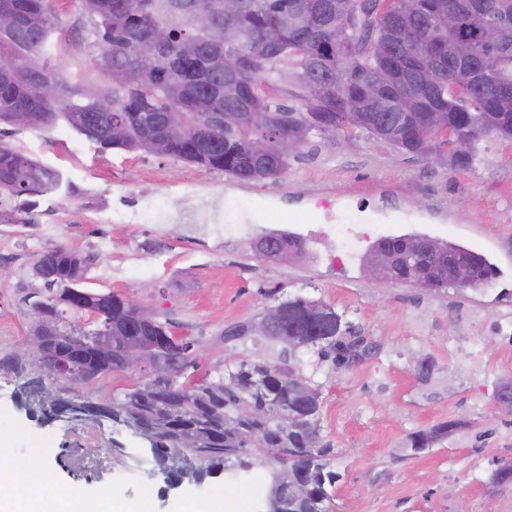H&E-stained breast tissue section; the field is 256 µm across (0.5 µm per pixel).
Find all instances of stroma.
Masks as SVG:
<instances>
[{"mask_svg":"<svg viewBox=\"0 0 512 512\" xmlns=\"http://www.w3.org/2000/svg\"><path fill=\"white\" fill-rule=\"evenodd\" d=\"M53 57L76 77L95 76L98 53L70 0H54ZM58 169L66 196L41 197L32 215L0 198V359L25 355L34 329L29 297L38 254L60 245L94 261L85 288L139 297L199 345L201 374L216 378L234 361L277 363L278 346L224 344L227 324L249 320L288 297L334 307L372 346L360 363L338 368L310 351L295 368L321 391L319 427L334 450L340 478L332 512H512V485L493 481L512 461V418L496 409L512 376V143L485 139L474 167L402 153L358 134H312L276 180L241 183L224 173L142 152L104 149L65 124L7 130L0 137ZM227 223L236 235L200 231L195 211ZM377 225L385 236L424 234L483 254L494 266L484 289L449 287L427 294L376 282L364 265L367 247L344 271L327 265L326 224ZM293 233L305 259L261 258L256 239ZM432 366L420 379L418 361ZM18 380L0 370V466L36 460L27 478L54 512L61 492L89 501L109 486L128 512H184L188 502L237 499L263 512L269 467L244 478L221 474L171 488L145 441L111 423H40L15 402ZM456 421L457 430L421 452L410 439ZM122 446L114 454L113 446Z\"/></svg>","mask_w":512,"mask_h":512,"instance_id":"obj_1","label":"stroma"}]
</instances>
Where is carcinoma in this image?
Listing matches in <instances>:
<instances>
[{"mask_svg": "<svg viewBox=\"0 0 512 512\" xmlns=\"http://www.w3.org/2000/svg\"><path fill=\"white\" fill-rule=\"evenodd\" d=\"M185 0H78L81 22L99 49L94 60L98 80L73 81L53 59L51 43L57 28L52 0H0V8L17 7L21 23L0 27V61L10 63L0 73V125L14 126L15 112L29 114L28 126L49 129L65 122L86 140L103 148L141 151L168 156L187 164L223 172L243 182L257 180L258 169L280 174L288 169L291 153L280 155L276 134L247 126L214 130L204 112L194 110L198 99H207L216 112L288 114V122L307 141L313 131L323 134L357 129L373 136L366 123L347 120L348 107L360 106L367 118L388 131L384 142L413 139L423 114L442 107L451 135L465 136L477 124L512 123V110L498 97V86L512 87V0H497L490 15L464 11L456 41L476 47L469 64L458 62L453 41H444L417 53L405 54L414 25L425 22L441 6L458 0H370V10L352 14L349 0H243L237 15L224 18V10L210 12L209 26H227L232 46L262 55V65L245 78L230 77L211 65L221 49L210 45L203 24L193 18ZM495 24L507 32L508 48L473 40L474 33ZM160 27L168 30L167 46L156 56L136 55L132 43L145 40ZM193 42L198 53L180 68H170L166 59L182 54V45ZM441 57L446 67L458 71L459 86L443 83L422 89L411 76ZM341 75L342 93L323 102L314 94ZM377 80L375 96L382 108L364 97L363 81ZM50 82L57 96L40 92ZM96 86L112 101L115 110L102 112L84 96ZM279 89L301 101L302 108L286 105L270 95ZM479 140L472 139L466 152L450 167H471ZM62 175L31 159L0 139V195L25 197L24 212L35 206L31 197L59 194ZM50 260L55 274L41 281L33 293L39 299L52 291L76 294L73 310L61 317L63 336H79L112 324L114 342L137 334L136 325L120 310L122 295L97 293L81 288L91 266L90 258L52 246L38 255L32 270ZM93 306L104 312L93 325L82 323L80 308ZM366 337L350 325L337 322L332 333L308 345L321 361L348 367L362 355ZM80 363L91 380L115 372L90 354ZM183 377L174 381L155 373L150 387L126 388L112 399L107 420L125 426L144 438L150 453L167 479L199 484L221 471L246 473L261 458L277 462L270 472V494L266 512H277L288 486L297 479L307 482L312 496L297 502L294 512H330L338 474L328 468L333 448L322 441L319 411H311L305 395L280 383L281 366L241 360L228 377L205 381L194 378L199 356L184 357ZM0 367L23 378L18 385L20 406L44 422L54 421L58 409L74 399L65 387L30 388L35 380L49 376L26 368L20 360H0ZM290 421L284 423L282 414ZM457 423L434 428L426 444L411 439V447H429L451 434Z\"/></svg>", "mask_w": 512, "mask_h": 512, "instance_id": "1", "label": "carcinoma"}]
</instances>
